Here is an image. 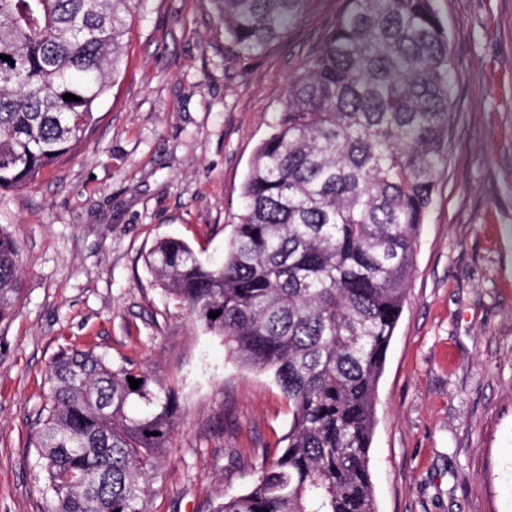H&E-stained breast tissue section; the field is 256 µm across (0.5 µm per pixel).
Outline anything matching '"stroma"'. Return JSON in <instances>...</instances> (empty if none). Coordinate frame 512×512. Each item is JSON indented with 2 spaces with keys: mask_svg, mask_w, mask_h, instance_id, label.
<instances>
[{
  "mask_svg": "<svg viewBox=\"0 0 512 512\" xmlns=\"http://www.w3.org/2000/svg\"><path fill=\"white\" fill-rule=\"evenodd\" d=\"M349 0H308L265 54H235L214 0H146L79 148L0 195L24 294L0 329V512H50L30 439L63 349L178 394L148 512H212L288 432L270 376L238 368L146 265L164 237L222 256L288 83ZM449 35L448 164L378 385V512H512V0H434Z\"/></svg>",
  "mask_w": 512,
  "mask_h": 512,
  "instance_id": "35a3bbf8",
  "label": "stroma"
}]
</instances>
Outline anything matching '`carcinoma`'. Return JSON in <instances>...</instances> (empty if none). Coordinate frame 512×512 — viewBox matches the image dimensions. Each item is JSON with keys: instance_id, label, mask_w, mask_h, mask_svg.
<instances>
[{"instance_id": "cac0c4a2", "label": "carcinoma", "mask_w": 512, "mask_h": 512, "mask_svg": "<svg viewBox=\"0 0 512 512\" xmlns=\"http://www.w3.org/2000/svg\"><path fill=\"white\" fill-rule=\"evenodd\" d=\"M141 2L0 0V55L14 61L0 58V193L86 138ZM217 2L230 47L252 57L307 0ZM349 2L255 151L224 260L203 261L176 238L146 259L169 299L241 367L270 375L291 410L277 458L214 512H376L377 387L448 163L452 62L434 0ZM21 262L0 227V325L14 316ZM47 376L33 443L52 512H145L176 392L87 350L61 352Z\"/></svg>"}]
</instances>
